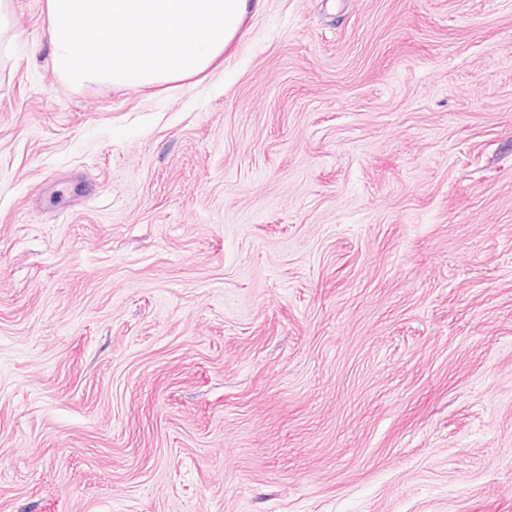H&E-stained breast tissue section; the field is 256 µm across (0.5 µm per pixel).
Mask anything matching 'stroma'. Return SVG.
Here are the masks:
<instances>
[{
	"label": "stroma",
	"mask_w": 512,
	"mask_h": 512,
	"mask_svg": "<svg viewBox=\"0 0 512 512\" xmlns=\"http://www.w3.org/2000/svg\"><path fill=\"white\" fill-rule=\"evenodd\" d=\"M0 28V512H512V0H258L204 74Z\"/></svg>",
	"instance_id": "stroma-1"
}]
</instances>
